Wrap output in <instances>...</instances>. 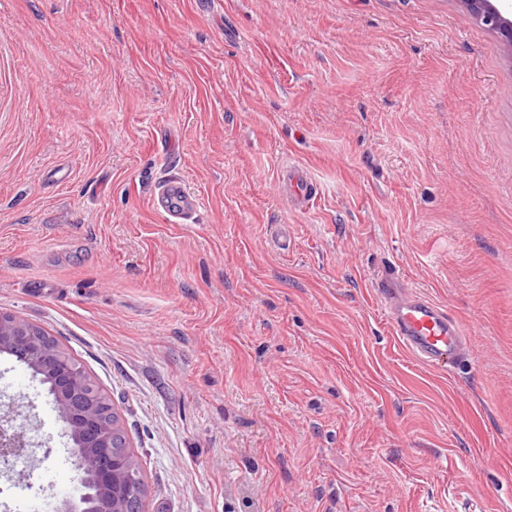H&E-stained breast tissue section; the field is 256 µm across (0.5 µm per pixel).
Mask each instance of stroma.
I'll return each instance as SVG.
<instances>
[{"instance_id":"1","label":"stroma","mask_w":512,"mask_h":512,"mask_svg":"<svg viewBox=\"0 0 512 512\" xmlns=\"http://www.w3.org/2000/svg\"><path fill=\"white\" fill-rule=\"evenodd\" d=\"M388 266L467 327L446 372ZM0 312L111 401L145 512H512V55L459 0H0ZM11 400L61 496L2 353ZM280 187L283 193L295 200L300 210H303L315 196L314 182L300 166L293 165L282 169ZM190 197L180 182L171 181L163 186L160 202L172 211H183L190 206ZM372 288L398 342L428 369L444 372L448 363L465 357L467 330L444 306L405 289L391 268L376 276Z\"/></svg>"}]
</instances>
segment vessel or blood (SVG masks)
<instances>
[{
  "label": "vessel or blood",
  "instance_id": "b4317fda",
  "mask_svg": "<svg viewBox=\"0 0 512 512\" xmlns=\"http://www.w3.org/2000/svg\"><path fill=\"white\" fill-rule=\"evenodd\" d=\"M280 187L301 208L315 195L313 180L303 167L296 165L283 168ZM160 202L169 210L181 211L189 207L190 197L180 182L171 181L164 185ZM372 286L388 313L398 342L428 369L443 372L449 363L465 357L467 330L444 306L404 288L390 269L379 273Z\"/></svg>",
  "mask_w": 512,
  "mask_h": 512
}]
</instances>
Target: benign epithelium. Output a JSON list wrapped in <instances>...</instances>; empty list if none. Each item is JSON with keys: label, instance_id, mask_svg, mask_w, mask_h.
Wrapping results in <instances>:
<instances>
[{"label": "benign epithelium", "instance_id": "7a95c632", "mask_svg": "<svg viewBox=\"0 0 512 512\" xmlns=\"http://www.w3.org/2000/svg\"><path fill=\"white\" fill-rule=\"evenodd\" d=\"M466 11L499 38L512 54V0H460ZM0 352L15 357L48 385L58 418L72 442L79 476L94 492L64 499L56 512H129L125 480L134 466L119 453L114 424L104 417L103 400L86 390V375L49 337L35 334L29 323L0 313ZM31 428L17 423L13 411L0 412V461L11 467L31 457Z\"/></svg>", "mask_w": 512, "mask_h": 512}]
</instances>
